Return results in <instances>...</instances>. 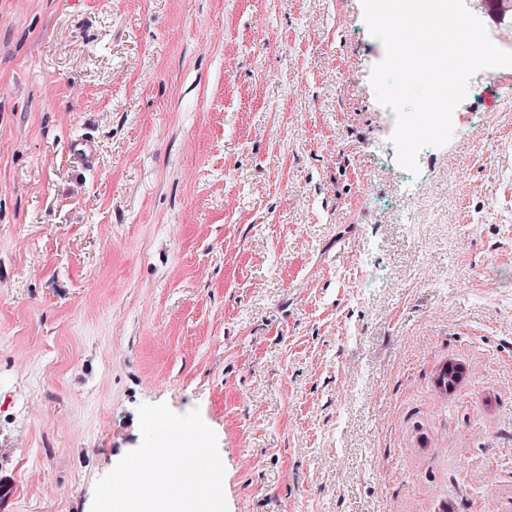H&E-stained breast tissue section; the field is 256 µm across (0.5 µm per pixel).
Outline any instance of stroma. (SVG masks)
Listing matches in <instances>:
<instances>
[{"label":"stroma","instance_id":"obj_1","mask_svg":"<svg viewBox=\"0 0 512 512\" xmlns=\"http://www.w3.org/2000/svg\"><path fill=\"white\" fill-rule=\"evenodd\" d=\"M383 54L360 0H0V512H90L161 402L228 512H512V68L416 201Z\"/></svg>","mask_w":512,"mask_h":512}]
</instances>
